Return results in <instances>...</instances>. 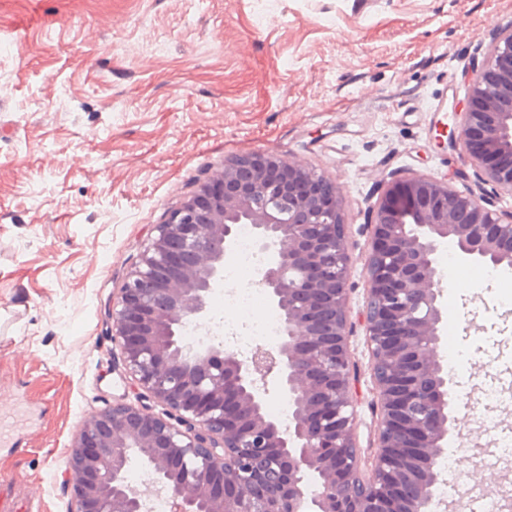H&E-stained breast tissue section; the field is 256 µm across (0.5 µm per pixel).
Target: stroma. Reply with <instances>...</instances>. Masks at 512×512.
<instances>
[{
    "label": "stroma",
    "instance_id": "obj_1",
    "mask_svg": "<svg viewBox=\"0 0 512 512\" xmlns=\"http://www.w3.org/2000/svg\"><path fill=\"white\" fill-rule=\"evenodd\" d=\"M512 25V0H0V394L20 398L0 442V489L30 512H70L65 452L92 410L134 401L112 358V292L152 225L225 157L259 150L344 187L354 429L377 427L361 320L372 206L417 173L466 170L432 136L454 121L474 62ZM442 306L456 331L457 418L445 479L462 498L512 492V269L470 278L456 257ZM504 391L498 427L476 419Z\"/></svg>",
    "mask_w": 512,
    "mask_h": 512
}]
</instances>
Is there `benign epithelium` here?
Here are the masks:
<instances>
[{
  "instance_id": "obj_1",
  "label": "benign epithelium",
  "mask_w": 512,
  "mask_h": 512,
  "mask_svg": "<svg viewBox=\"0 0 512 512\" xmlns=\"http://www.w3.org/2000/svg\"><path fill=\"white\" fill-rule=\"evenodd\" d=\"M480 193L413 174L389 183L371 209L362 312L371 354L377 444L360 472L354 432L359 374L348 337L351 255L346 195L315 168L263 151L224 159L167 214L112 295L114 356L136 402L83 417L66 452L71 512H421L433 502L436 460L449 432L444 274L437 252L512 268V26L472 69L463 106L444 132ZM265 255L255 286L280 319L278 346L244 361L221 342L195 344L209 325L239 228ZM288 402V426L265 414L268 377ZM164 407L154 412L153 405ZM146 489L127 482L132 458Z\"/></svg>"
}]
</instances>
